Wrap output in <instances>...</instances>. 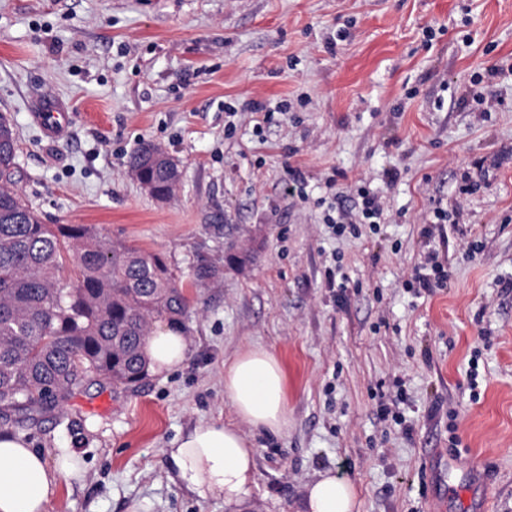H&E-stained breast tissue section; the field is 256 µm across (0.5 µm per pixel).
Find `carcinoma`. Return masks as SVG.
I'll return each instance as SVG.
<instances>
[{"instance_id": "1", "label": "carcinoma", "mask_w": 512, "mask_h": 512, "mask_svg": "<svg viewBox=\"0 0 512 512\" xmlns=\"http://www.w3.org/2000/svg\"><path fill=\"white\" fill-rule=\"evenodd\" d=\"M164 198L178 179L161 164L139 163ZM17 136L0 115V428L25 429L83 384L104 377L131 386L145 375L141 344L151 326L183 324L189 302L167 262L89 224H44L19 190ZM79 273L62 282L63 252ZM220 269L199 262L197 282Z\"/></svg>"}]
</instances>
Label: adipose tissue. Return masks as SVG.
I'll return each mask as SVG.
<instances>
[{"mask_svg":"<svg viewBox=\"0 0 512 512\" xmlns=\"http://www.w3.org/2000/svg\"><path fill=\"white\" fill-rule=\"evenodd\" d=\"M143 352L149 372L168 374L185 363L188 339L161 323L145 340ZM224 397L242 425L273 434L287 430L285 376L273 352L248 348L225 362ZM241 427L201 422L165 449L176 479L199 501L220 497L238 505L247 495L256 450ZM83 474L84 463L73 452L63 450L50 459L20 437L0 434V512H49L61 486ZM355 506L353 486L329 473L306 487L302 501L303 512H353Z\"/></svg>","mask_w":512,"mask_h":512,"instance_id":"1","label":"adipose tissue"}]
</instances>
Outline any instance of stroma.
<instances>
[{
	"label": "stroma",
	"instance_id": "stroma-1",
	"mask_svg": "<svg viewBox=\"0 0 512 512\" xmlns=\"http://www.w3.org/2000/svg\"><path fill=\"white\" fill-rule=\"evenodd\" d=\"M42 96L64 136L35 122ZM0 113L42 223L163 254L189 299L182 368L88 385L22 430L84 462L50 512H298L324 472L355 512H462L452 485L512 512V0H0ZM143 141L179 166L168 199L128 173ZM361 186L379 223L335 234ZM429 253L449 279L420 296ZM203 260L222 278L193 283ZM245 347L279 358L288 430L245 428L248 496L202 503L164 450L240 425L224 362ZM399 399L402 426L380 414ZM464 455L478 475L451 468ZM36 122L44 135L56 138L67 131L69 126L65 110L54 101L43 104L41 111L37 112Z\"/></svg>",
	"mask_w": 512,
	"mask_h": 512
}]
</instances>
